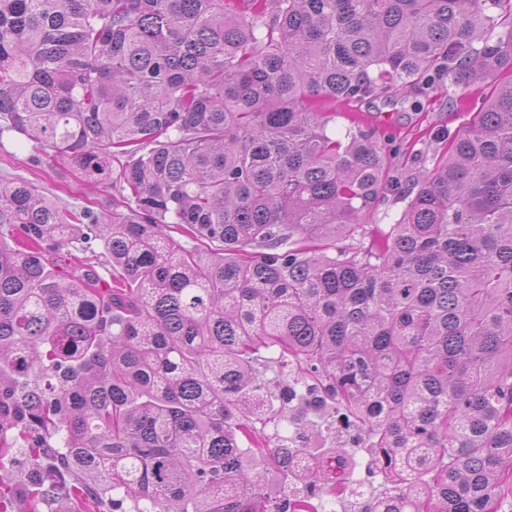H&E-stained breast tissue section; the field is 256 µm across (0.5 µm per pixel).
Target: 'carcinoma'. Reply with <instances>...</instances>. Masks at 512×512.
Listing matches in <instances>:
<instances>
[{"label":"carcinoma","mask_w":512,"mask_h":512,"mask_svg":"<svg viewBox=\"0 0 512 512\" xmlns=\"http://www.w3.org/2000/svg\"><path fill=\"white\" fill-rule=\"evenodd\" d=\"M507 74L512 0H0V130L134 201L0 187L30 241L0 239V467L34 457L31 512L73 475L109 512H320L352 432L386 476L371 512H501ZM476 82L444 162L368 224L389 149L329 135L333 106ZM78 235L119 285L48 260Z\"/></svg>","instance_id":"1"}]
</instances>
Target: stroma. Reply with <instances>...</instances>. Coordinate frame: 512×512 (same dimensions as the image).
Here are the masks:
<instances>
[{"label":"stroma","mask_w":512,"mask_h":512,"mask_svg":"<svg viewBox=\"0 0 512 512\" xmlns=\"http://www.w3.org/2000/svg\"><path fill=\"white\" fill-rule=\"evenodd\" d=\"M488 90V85L475 84L467 88L453 87L445 94L428 96L409 92L348 105V113L362 114L366 124L375 127L379 134L391 133L396 137V147L390 157L392 184L377 202L370 216L371 223L382 228L395 223L405 206L403 196L411 188L414 178L419 171L432 168L433 154L441 151L440 133L455 131L468 124L469 112L464 109L449 111V98L470 101L486 95ZM419 152L424 155L420 161L415 158ZM21 180L36 185L63 209L87 207L106 215L129 209L118 183H87L66 161H44L34 141L12 130L0 132V183L5 185ZM57 258L64 265L93 269L103 288L111 287L117 276L110 256L97 240L72 241Z\"/></svg>","instance_id":"35a3bbf8"}]
</instances>
